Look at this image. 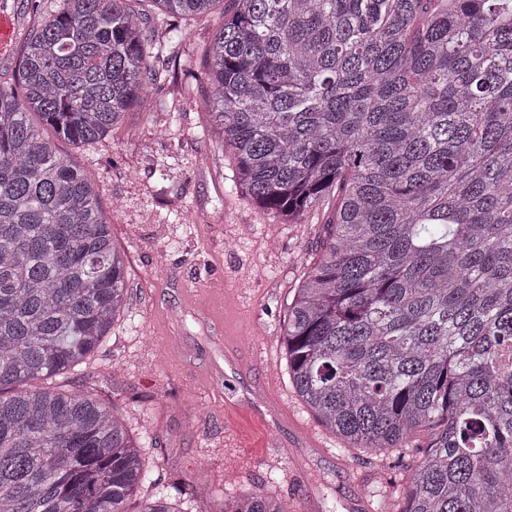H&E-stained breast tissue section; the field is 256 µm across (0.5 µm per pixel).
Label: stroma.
Listing matches in <instances>:
<instances>
[{"mask_svg":"<svg viewBox=\"0 0 512 512\" xmlns=\"http://www.w3.org/2000/svg\"><path fill=\"white\" fill-rule=\"evenodd\" d=\"M234 0L180 26L154 14L166 82L149 90L152 118L127 113L121 128L91 145L57 141L99 184V204L125 252L130 309L70 388L111 403L140 445L148 479L140 493L170 491L195 475L179 512H223L258 490L294 512H356V497L389 512L402 496L417 448L343 450L297 395L282 344L288 305L317 257L326 202L301 224H275L233 186L235 164L200 110L203 89L189 63L224 22ZM245 362L231 369L225 344ZM273 382L286 413L276 418L253 386Z\"/></svg>","mask_w":512,"mask_h":512,"instance_id":"stroma-1","label":"stroma"}]
</instances>
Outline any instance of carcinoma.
Returning a JSON list of instances; mask_svg holds the SVG:
<instances>
[{
  "label": "carcinoma",
  "instance_id": "cac0c4a2",
  "mask_svg": "<svg viewBox=\"0 0 512 512\" xmlns=\"http://www.w3.org/2000/svg\"><path fill=\"white\" fill-rule=\"evenodd\" d=\"M216 2L61 0L0 74V512H128L145 480L112 408L41 385L126 292L97 183L43 131L151 119L147 4ZM235 2L194 78L237 187L288 224L336 200L288 306L298 396L354 448L429 434L392 512H512V0ZM224 512L288 510L251 492Z\"/></svg>",
  "mask_w": 512,
  "mask_h": 512
}]
</instances>
